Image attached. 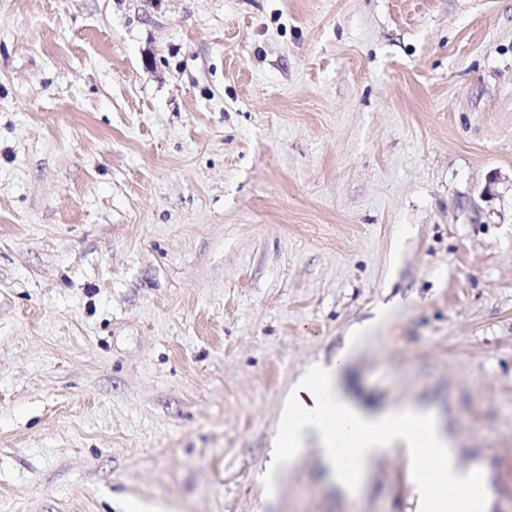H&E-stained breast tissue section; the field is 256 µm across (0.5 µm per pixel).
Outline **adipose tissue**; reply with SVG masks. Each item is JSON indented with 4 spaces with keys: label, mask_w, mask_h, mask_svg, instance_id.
<instances>
[{
    "label": "adipose tissue",
    "mask_w": 512,
    "mask_h": 512,
    "mask_svg": "<svg viewBox=\"0 0 512 512\" xmlns=\"http://www.w3.org/2000/svg\"><path fill=\"white\" fill-rule=\"evenodd\" d=\"M344 358L312 364L292 383L281 407L272 459L260 476L264 497L276 496L282 471L314 454L325 478L357 502L383 457L404 460L414 512H480L492 496L475 467L460 464L451 436L427 407L369 411L344 391Z\"/></svg>",
    "instance_id": "adipose-tissue-1"
}]
</instances>
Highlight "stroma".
<instances>
[{"label":"stroma","instance_id":"1","mask_svg":"<svg viewBox=\"0 0 512 512\" xmlns=\"http://www.w3.org/2000/svg\"><path fill=\"white\" fill-rule=\"evenodd\" d=\"M343 351L512 512V0H0V512H409L261 495Z\"/></svg>","mask_w":512,"mask_h":512}]
</instances>
